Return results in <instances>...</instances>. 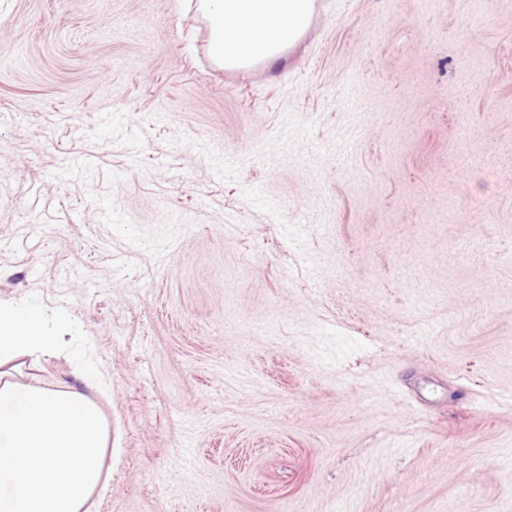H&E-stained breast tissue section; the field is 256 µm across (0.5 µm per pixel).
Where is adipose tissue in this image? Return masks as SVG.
Listing matches in <instances>:
<instances>
[{
  "instance_id": "adipose-tissue-1",
  "label": "adipose tissue",
  "mask_w": 512,
  "mask_h": 512,
  "mask_svg": "<svg viewBox=\"0 0 512 512\" xmlns=\"http://www.w3.org/2000/svg\"><path fill=\"white\" fill-rule=\"evenodd\" d=\"M315 0H199L223 69L274 63L307 30ZM63 332L35 307L0 301V512H88L104 481L110 430L88 394L16 380L56 354Z\"/></svg>"
}]
</instances>
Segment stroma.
I'll return each mask as SVG.
<instances>
[{
  "mask_svg": "<svg viewBox=\"0 0 512 512\" xmlns=\"http://www.w3.org/2000/svg\"><path fill=\"white\" fill-rule=\"evenodd\" d=\"M208 38L0 0V300L104 380L90 512H512V0H317L249 69Z\"/></svg>",
  "mask_w": 512,
  "mask_h": 512,
  "instance_id": "1",
  "label": "stroma"
}]
</instances>
